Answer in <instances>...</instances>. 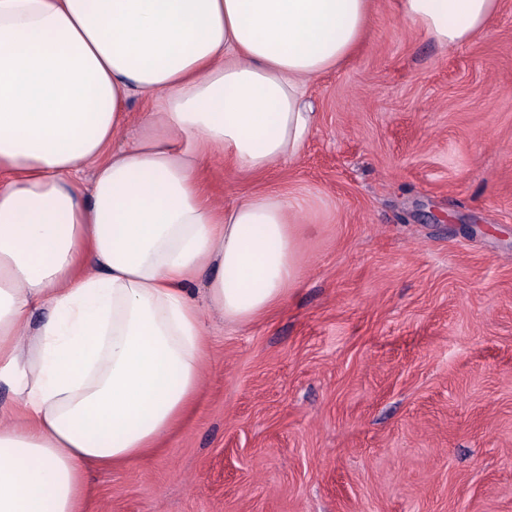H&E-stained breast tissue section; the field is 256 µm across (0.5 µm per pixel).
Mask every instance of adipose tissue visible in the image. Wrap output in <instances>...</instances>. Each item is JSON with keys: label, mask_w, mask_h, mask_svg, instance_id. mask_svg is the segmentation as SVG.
I'll use <instances>...</instances> for the list:
<instances>
[{"label": "adipose tissue", "mask_w": 512, "mask_h": 512, "mask_svg": "<svg viewBox=\"0 0 512 512\" xmlns=\"http://www.w3.org/2000/svg\"><path fill=\"white\" fill-rule=\"evenodd\" d=\"M400 5L448 48L498 0ZM372 20V0H0V512H84L87 465L145 457L184 422L207 313L239 327L281 305L301 276L295 204L213 207L202 163L297 158L307 85ZM133 95L153 109L111 152Z\"/></svg>", "instance_id": "ef3b65f1"}]
</instances>
